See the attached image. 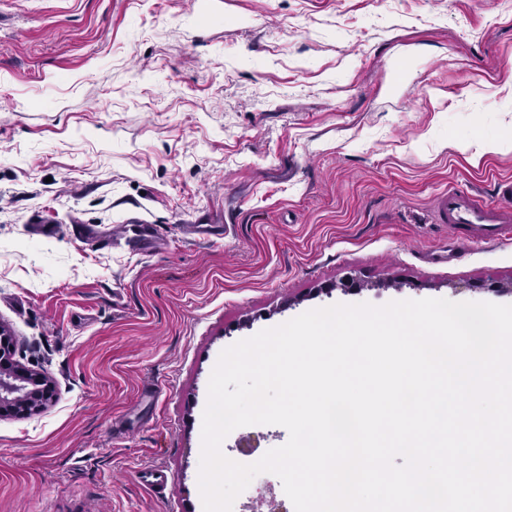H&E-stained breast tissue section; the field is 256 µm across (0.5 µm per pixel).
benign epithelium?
<instances>
[{
  "label": "benign epithelium",
  "mask_w": 512,
  "mask_h": 512,
  "mask_svg": "<svg viewBox=\"0 0 512 512\" xmlns=\"http://www.w3.org/2000/svg\"><path fill=\"white\" fill-rule=\"evenodd\" d=\"M8 328L0 324V416H24L41 410L54 386L43 375L15 362L3 349Z\"/></svg>",
  "instance_id": "1"
}]
</instances>
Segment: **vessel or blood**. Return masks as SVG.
Returning a JSON list of instances; mask_svg holds the SVG:
<instances>
[{"label": "vessel or blood", "mask_w": 512, "mask_h": 512, "mask_svg": "<svg viewBox=\"0 0 512 512\" xmlns=\"http://www.w3.org/2000/svg\"><path fill=\"white\" fill-rule=\"evenodd\" d=\"M435 211L440 223L463 238L498 241L505 225L512 224V208L486 202L468 191H451L438 196Z\"/></svg>", "instance_id": "obj_1"}]
</instances>
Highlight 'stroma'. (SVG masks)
<instances>
[{"instance_id": "obj_1", "label": "stroma", "mask_w": 512, "mask_h": 512, "mask_svg": "<svg viewBox=\"0 0 512 512\" xmlns=\"http://www.w3.org/2000/svg\"><path fill=\"white\" fill-rule=\"evenodd\" d=\"M489 140L512 0H0V322L56 384L0 418V512H203L225 348L338 303L512 305V239L431 219L512 180Z\"/></svg>"}]
</instances>
